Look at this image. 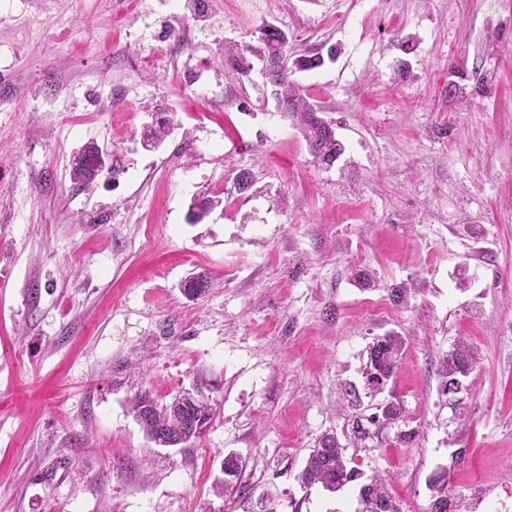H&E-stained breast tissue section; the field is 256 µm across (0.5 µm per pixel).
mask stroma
Wrapping results in <instances>:
<instances>
[{
  "label": "stroma",
  "mask_w": 512,
  "mask_h": 512,
  "mask_svg": "<svg viewBox=\"0 0 512 512\" xmlns=\"http://www.w3.org/2000/svg\"><path fill=\"white\" fill-rule=\"evenodd\" d=\"M266 22L324 58L293 79L335 125L332 167L258 72L224 76L225 44ZM89 143L109 160L83 189ZM389 332L404 349L375 393ZM200 381L211 426L156 447L131 399ZM390 399L402 421L358 439ZM329 431L400 512H430L440 470L453 512H512V0H0V512H363L359 483L298 479ZM231 452L243 487L219 496ZM403 339L396 333L378 337L369 347L367 382L384 386L393 378L399 357L403 351ZM371 376L374 380L371 381ZM474 363L470 347L461 342L441 362L439 373L443 394L458 393L454 388L463 384L473 371Z\"/></svg>",
  "instance_id": "obj_1"
}]
</instances>
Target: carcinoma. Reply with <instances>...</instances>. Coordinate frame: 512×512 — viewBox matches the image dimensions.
<instances>
[{"instance_id":"1","label":"carcinoma","mask_w":512,"mask_h":512,"mask_svg":"<svg viewBox=\"0 0 512 512\" xmlns=\"http://www.w3.org/2000/svg\"><path fill=\"white\" fill-rule=\"evenodd\" d=\"M260 36L254 43L235 44L224 48V70L232 75L246 76L253 69L251 59L260 62L269 52L275 51L282 58L283 66L272 85V96L278 112L291 121L302 134L312 157L320 164L332 165L343 154L344 147L336 139L333 125L319 115V109L309 101L306 90L298 86L292 75L297 71H309L318 67L317 59L307 56L293 57L289 53L288 34L273 24L259 29ZM104 167L102 152L94 144L85 146L73 158L72 180L84 187L95 179ZM211 281L206 274L189 277L184 283L185 296L195 300L209 292ZM403 339L396 333L377 338L369 347L366 377H374L373 383L384 386L393 378L399 357L403 351ZM474 363L470 347L461 342L441 362L439 373L443 394L455 392L473 371ZM132 410L145 435L152 441L160 440L179 445H191L206 433L214 416L210 402L188 405L175 411L169 404H159L151 395L140 392L132 401ZM403 415L400 403L382 408L377 422L387 427L397 424ZM224 478L216 483V491L222 495L234 489L241 480L240 458L230 453L224 457L221 467ZM358 470L349 466L334 433H325L308 454L300 472L301 482L309 487L319 485L336 491L356 480ZM429 487L435 493L431 512H448V485L445 476L435 474L429 479ZM365 512H398L389 488L382 482L373 481L360 489Z\"/></svg>"}]
</instances>
